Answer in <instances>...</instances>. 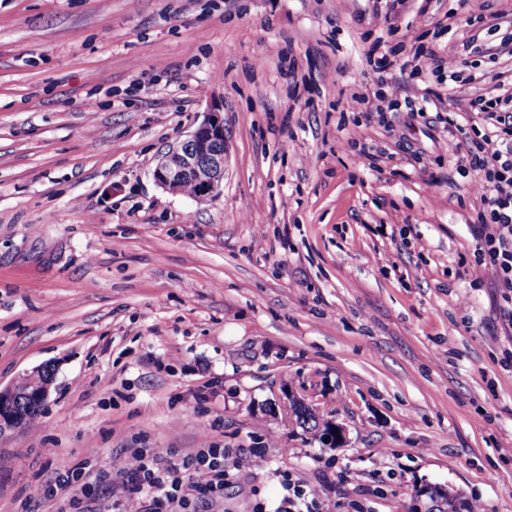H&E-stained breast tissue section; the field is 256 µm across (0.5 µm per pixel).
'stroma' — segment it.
Masks as SVG:
<instances>
[{"mask_svg": "<svg viewBox=\"0 0 512 512\" xmlns=\"http://www.w3.org/2000/svg\"><path fill=\"white\" fill-rule=\"evenodd\" d=\"M510 93L512 0L391 24L372 0H0V387L54 369L0 433V512H120L113 459L205 442L224 494L182 512H288L292 480L310 512H408L425 483L512 512V328L494 271L463 273L482 202L438 119ZM219 101L222 194L157 186ZM46 368L50 369L51 367L43 365L27 376L25 380L27 390L23 394L28 400L41 403L42 405H44L49 396L50 387L53 382V374L50 378L44 376ZM291 411L296 425L306 432L319 436V439L323 440L324 438V441L328 443L326 445L339 447L345 442L344 429L341 426L332 424L330 428L328 422L320 419L312 409L302 402L294 401L291 405ZM329 428L330 431L328 432ZM336 431H339V434H336Z\"/></svg>", "mask_w": 512, "mask_h": 512, "instance_id": "35a3bbf8", "label": "stroma"}]
</instances>
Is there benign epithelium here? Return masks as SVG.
Masks as SVG:
<instances>
[{"instance_id": "benign-epithelium-1", "label": "benign epithelium", "mask_w": 512, "mask_h": 512, "mask_svg": "<svg viewBox=\"0 0 512 512\" xmlns=\"http://www.w3.org/2000/svg\"><path fill=\"white\" fill-rule=\"evenodd\" d=\"M225 160L224 105L212 104L186 139L157 156L151 174L159 187L180 195L182 185L193 180L197 170L204 167L209 177L198 184L197 194L212 199L223 192ZM45 370L43 365L27 376V390L23 394L15 386L0 389V432L21 421L20 396L41 404L46 402L53 378L44 376Z\"/></svg>"}]
</instances>
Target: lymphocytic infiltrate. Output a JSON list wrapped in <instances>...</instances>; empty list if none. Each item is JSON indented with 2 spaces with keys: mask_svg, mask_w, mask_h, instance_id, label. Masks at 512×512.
Segmentation results:
<instances>
[{
  "mask_svg": "<svg viewBox=\"0 0 512 512\" xmlns=\"http://www.w3.org/2000/svg\"><path fill=\"white\" fill-rule=\"evenodd\" d=\"M469 109L479 115L480 132L471 139L466 154L458 156L457 166H469L471 182L480 191L484 210L471 270L474 282H481L483 269H493L502 290L503 318L512 326V96L496 99L475 98ZM154 455L147 451L116 460L118 471L130 474L132 497L148 496L153 512H171L182 484L204 496L224 491V454L218 448H200L186 468L155 470Z\"/></svg>",
  "mask_w": 512,
  "mask_h": 512,
  "instance_id": "f902f5d3",
  "label": "lymphocytic infiltrate"
}]
</instances>
